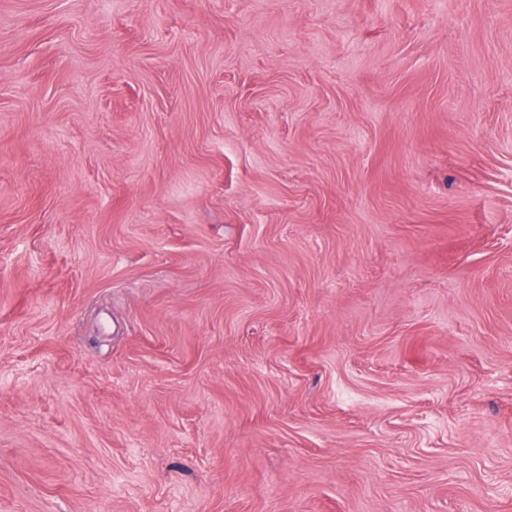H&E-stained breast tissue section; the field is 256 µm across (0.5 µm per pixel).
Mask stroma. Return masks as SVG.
<instances>
[{"label": "stroma", "mask_w": 512, "mask_h": 512, "mask_svg": "<svg viewBox=\"0 0 512 512\" xmlns=\"http://www.w3.org/2000/svg\"><path fill=\"white\" fill-rule=\"evenodd\" d=\"M0 512H512V0H0Z\"/></svg>", "instance_id": "35a3bbf8"}]
</instances>
